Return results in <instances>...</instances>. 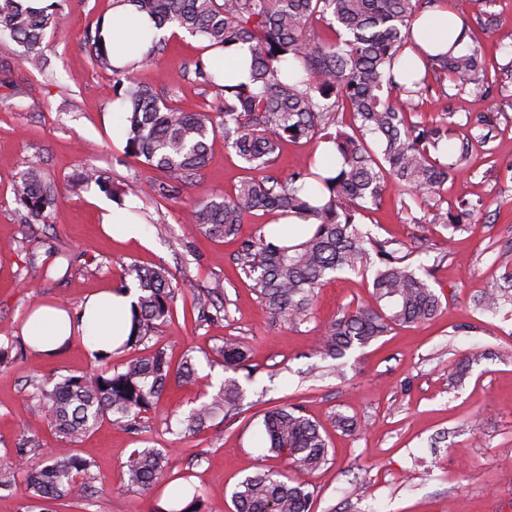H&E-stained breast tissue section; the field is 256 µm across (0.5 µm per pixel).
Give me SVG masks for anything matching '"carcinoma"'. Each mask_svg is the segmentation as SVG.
Instances as JSON below:
<instances>
[{
	"label": "carcinoma",
	"mask_w": 512,
	"mask_h": 512,
	"mask_svg": "<svg viewBox=\"0 0 512 512\" xmlns=\"http://www.w3.org/2000/svg\"><path fill=\"white\" fill-rule=\"evenodd\" d=\"M160 29L173 24L209 42L213 49H247L251 55L248 80L224 84V77L207 60L193 63L194 81L215 89L208 108L184 112L166 96L138 81L134 70L112 64L101 25L86 34L93 64L112 72L113 101L121 106L126 149L144 166L167 174V180H137L143 193L173 199L181 187L200 175L208 161V142L224 130V145L260 175L242 182L231 196L201 201L192 211V229L216 237L234 236L249 215L257 212L296 215L308 221L296 243L268 240L261 235L245 244L240 269L252 281L270 318L297 324L311 312L315 291L336 273L373 271L371 301L342 313L325 328L320 353L338 360L364 348L395 326H410L436 317L439 296L428 279L398 256L389 242L362 227L356 215L378 206L385 180L406 187L416 202L427 206L430 223L452 233L465 225L442 207L441 194L456 171L469 159V144L461 145L454 162L442 163L435 153L448 129L410 121L416 99L428 91V75L450 80L459 89H485L486 68L467 26L445 51H429L413 34L424 4L436 0H126ZM58 3L36 9L26 0H0V32L23 46L28 63L45 65L41 47L56 19ZM319 20L332 36L311 33ZM350 112L353 133L330 132L338 110ZM379 144L373 153L367 143ZM314 138L334 144L337 167L331 176L309 169L286 177L271 172L285 141ZM318 182L309 196V180ZM80 185H97L118 196L125 192L102 169L89 167ZM16 198L34 221L46 218L57 199L55 184L32 165L15 185ZM121 288L138 286L130 334L123 348L136 347L171 314L174 287L163 266H123ZM503 285L483 293L479 309L495 314L512 302V269ZM224 369L244 367L247 354L233 340L218 350ZM191 359L174 367L162 348L130 359L118 368L81 375L49 377L38 383L27 411L47 420L56 434L79 439L99 422L112 418L136 432L142 415L157 409L170 384L200 385ZM177 420L179 434L194 433L208 421L241 412L244 391L234 377L224 379L213 394ZM262 425L268 451L289 460L295 474L258 471L238 483L231 494L235 512H310L314 491L303 479L328 461V443L321 426L298 406L266 411ZM39 448L25 440L14 458L0 463V490L19 486L40 508L53 501L80 504L91 493L94 476L87 459L73 455L46 457L27 468ZM130 485L152 492L180 479L172 473L164 448H136L123 465ZM157 512H205L201 495L193 493L180 508Z\"/></svg>",
	"instance_id": "carcinoma-1"
}]
</instances>
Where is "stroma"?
I'll return each instance as SVG.
<instances>
[{
  "instance_id": "35a3bbf8",
  "label": "stroma",
  "mask_w": 512,
  "mask_h": 512,
  "mask_svg": "<svg viewBox=\"0 0 512 512\" xmlns=\"http://www.w3.org/2000/svg\"><path fill=\"white\" fill-rule=\"evenodd\" d=\"M112 9V0H65L43 42L49 64L31 68L22 47L0 35V337L12 344L0 360V459L12 457L21 438L53 455H80L94 464V494L57 512H156L170 491L131 488L122 465L136 448H165L174 473L205 501L206 512H232L231 494L260 470H285L268 450L261 425L273 406L298 405L329 437V461L309 476L312 512H512V304L497 314L475 301L512 268V0H494L484 13L465 18L487 67L486 91L474 95L446 83L424 95L414 121L448 125L445 159L479 134L480 116L497 121L486 143H474L467 166L443 193L445 208L467 199L476 207L465 231L448 233L428 223L426 212L397 183H388L380 206L359 221L391 240L412 266H425L441 298L438 315L395 329L345 358L321 356L324 327L370 297L371 275L339 273L318 289L308 319L297 326L272 322L237 261L244 241L276 224L275 215L247 217L237 236L212 238L189 230L195 202L233 194L252 170L224 145L210 140L208 165L174 200L123 194L117 206L143 223L147 244L118 242L100 224L94 185H77L93 165L114 182L140 174L162 179L125 152L122 124L114 123L112 74L97 68L85 43L88 30ZM157 56L136 70L144 84L172 104L193 112L213 102L214 90L198 85L192 62L207 54L202 37L163 36ZM39 165L58 190L49 217L30 223L15 196L21 171ZM165 266L179 284L172 314L152 333L149 346L164 348L173 364L193 358L201 377L220 387L226 373L217 351L225 340L247 352L237 378L243 411L216 418L188 435L178 418L197 406L193 387L170 386L159 410L145 414L138 432L103 421L79 442L58 436L28 416L26 402L45 376L100 369L80 344L51 357L35 355L21 326L38 303L78 308L89 295L120 285V267ZM204 297L207 311L195 307ZM149 346L115 353L117 367ZM471 368L463 382L453 374ZM357 431L342 432L336 414Z\"/></svg>"
}]
</instances>
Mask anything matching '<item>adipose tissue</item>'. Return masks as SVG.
<instances>
[{"label": "adipose tissue", "mask_w": 512, "mask_h": 512, "mask_svg": "<svg viewBox=\"0 0 512 512\" xmlns=\"http://www.w3.org/2000/svg\"><path fill=\"white\" fill-rule=\"evenodd\" d=\"M155 30L147 16L121 0L105 19V35L112 44V63L122 66L143 61ZM131 296L106 289L91 295L77 313L57 303H42L25 324L31 349L51 354L80 340L87 354L111 351L122 345L131 326Z\"/></svg>", "instance_id": "obj_1"}]
</instances>
